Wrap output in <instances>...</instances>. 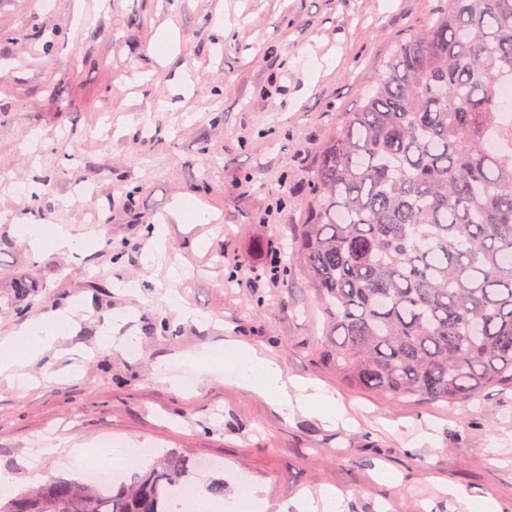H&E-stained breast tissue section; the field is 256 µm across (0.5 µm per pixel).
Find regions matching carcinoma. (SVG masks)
Returning <instances> with one entry per match:
<instances>
[{"label": "carcinoma", "instance_id": "cac0c4a2", "mask_svg": "<svg viewBox=\"0 0 512 512\" xmlns=\"http://www.w3.org/2000/svg\"><path fill=\"white\" fill-rule=\"evenodd\" d=\"M512 0H443L379 66L309 172L289 246L322 305L324 356L388 399L455 404L512 388ZM26 300L32 276L10 278ZM199 463L130 483L58 478L0 512H174Z\"/></svg>", "mask_w": 512, "mask_h": 512}]
</instances>
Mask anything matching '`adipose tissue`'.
Listing matches in <instances>:
<instances>
[{
  "instance_id": "adipose-tissue-1",
  "label": "adipose tissue",
  "mask_w": 512,
  "mask_h": 512,
  "mask_svg": "<svg viewBox=\"0 0 512 512\" xmlns=\"http://www.w3.org/2000/svg\"><path fill=\"white\" fill-rule=\"evenodd\" d=\"M17 235L37 255L73 252L76 240L66 230L46 232L37 224H19ZM74 309L51 311L35 322L22 325L7 336H0V382L24 387L28 381L20 367L36 361L71 332ZM186 361L205 373H216L225 384L242 389L272 405L282 416L299 410L320 416L332 424L345 423V410L321 387L302 382L291 384L280 368L255 346L238 340L202 346L186 354ZM267 491L248 480H240L231 502L198 490L195 498L181 502L178 512H265Z\"/></svg>"
}]
</instances>
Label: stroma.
<instances>
[{"label":"stroma","instance_id":"obj_1","mask_svg":"<svg viewBox=\"0 0 512 512\" xmlns=\"http://www.w3.org/2000/svg\"><path fill=\"white\" fill-rule=\"evenodd\" d=\"M439 0H0V277L39 279L26 315L0 288V336L83 299L60 344L0 383V468L16 488L85 475L78 451L106 444L204 462L224 495L247 478L288 512L333 487L344 512H465L441 493L512 512V389L413 405L360 390L324 357L323 313L299 267L254 277L285 250L309 202L307 172L377 66ZM203 219L175 213L186 204ZM18 224L67 228L73 255L33 257ZM201 314L184 320L168 299ZM121 316L133 352L100 341ZM235 337L265 347L285 376L313 380L357 418H283L221 378L159 357ZM194 378L190 391L172 381ZM434 425L433 442L419 440ZM44 454L28 468L36 449ZM388 467L392 481L377 472Z\"/></svg>","mask_w":512,"mask_h":512}]
</instances>
